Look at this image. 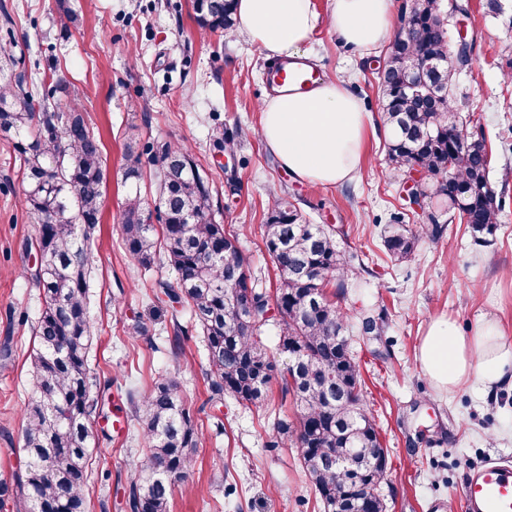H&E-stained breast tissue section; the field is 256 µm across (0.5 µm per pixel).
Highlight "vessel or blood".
<instances>
[{
  "label": "vessel or blood",
  "mask_w": 512,
  "mask_h": 512,
  "mask_svg": "<svg viewBox=\"0 0 512 512\" xmlns=\"http://www.w3.org/2000/svg\"><path fill=\"white\" fill-rule=\"evenodd\" d=\"M324 72L312 64L271 62L266 70L269 87L286 90L314 88ZM464 512H512V464L489 459L469 471L462 488Z\"/></svg>",
  "instance_id": "b4317fda"
}]
</instances>
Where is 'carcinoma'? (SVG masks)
<instances>
[{
    "label": "carcinoma",
    "instance_id": "carcinoma-1",
    "mask_svg": "<svg viewBox=\"0 0 512 512\" xmlns=\"http://www.w3.org/2000/svg\"><path fill=\"white\" fill-rule=\"evenodd\" d=\"M198 25L211 33L236 28L234 0H194ZM448 56L444 0H406L385 68L378 75L384 120L390 130L388 159L398 170L418 172L426 223L393 216L383 237L397 261L413 255L426 236L436 242L452 219L466 220L476 244L490 243L500 224L502 200L489 182L492 156L481 131L451 105L448 96L417 101L403 91L407 77L433 65L429 79L443 92L456 81ZM245 133L237 128L214 140L236 156ZM0 138L13 144L22 171V201L35 226L36 287L42 295L34 327L31 399L24 410V474L15 478L24 512H88L85 488L100 416L88 355L93 324L88 309L91 236L102 217L107 181L102 142L78 105L14 72L0 46ZM123 181L128 187L119 215L123 246L144 270L166 266L175 282L156 287L172 303L184 302L204 343L212 397L249 408L262 406L280 380L281 401L293 418H279L266 447L297 450L323 512L355 498L361 512H387L380 493L387 454L368 409L364 381L351 348L336 344L346 329L340 296L356 275L328 224H311L291 202L274 201L264 224L265 250L277 271L274 291L258 287L239 232L216 220L207 173L185 146L129 138ZM156 197H142L144 168ZM275 310L273 344L263 336ZM386 313L363 317L367 336L384 333ZM140 422L146 448L134 467L128 505L132 512H170L175 490L188 477L202 432L182 385L162 375L142 397ZM352 457L355 469L330 459Z\"/></svg>",
    "mask_w": 512,
    "mask_h": 512
}]
</instances>
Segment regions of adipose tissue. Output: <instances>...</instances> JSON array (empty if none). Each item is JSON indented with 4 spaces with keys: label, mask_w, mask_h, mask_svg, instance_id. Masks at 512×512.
<instances>
[{
    "label": "adipose tissue",
    "mask_w": 512,
    "mask_h": 512,
    "mask_svg": "<svg viewBox=\"0 0 512 512\" xmlns=\"http://www.w3.org/2000/svg\"><path fill=\"white\" fill-rule=\"evenodd\" d=\"M392 0H334L332 26L347 44L373 49L391 40ZM239 30L269 59L302 55L317 26L313 0H237ZM259 134L293 176L327 186L352 180L360 170L372 125L343 81L327 80L306 93H278L260 106ZM418 361L442 391L469 382L490 389L512 382V344L495 317L486 315L476 337L458 332L455 319L434 318Z\"/></svg>",
    "instance_id": "obj_1"
}]
</instances>
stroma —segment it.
<instances>
[{
    "mask_svg": "<svg viewBox=\"0 0 512 512\" xmlns=\"http://www.w3.org/2000/svg\"><path fill=\"white\" fill-rule=\"evenodd\" d=\"M448 42L471 44L451 100L471 126L482 129L492 151L490 183L505 190L506 205L491 245H474L466 225L448 224L438 242H422L404 262L391 259L382 237L392 213L404 207L405 178L389 165L386 127L377 88L384 51L363 52L342 42L331 25L332 0H313L319 17L306 53L327 78L342 80L373 117L359 177L337 186L294 178L257 133L267 97L262 51L241 32L203 34L193 0H69V21L58 0H0L11 24L16 72L67 78L62 98L80 104L100 135L107 183L94 233L90 316L95 338L90 364L97 384H110L111 406L125 413L127 429L113 433L95 420L96 436L85 489L89 512H127L125 494L144 441L136 398L161 375L177 376L203 433L193 455V487L173 496L170 512H322L295 449H268L279 391L244 409L232 400L214 405L199 336H176L171 305L155 297L166 269L144 270L126 253L118 224L125 201V143L164 139L192 149L213 180L224 223L243 228L242 248L261 287L273 271L262 237L273 198L283 197L313 224L342 226L343 247L368 267L340 305L360 364L368 408L388 453L381 492L389 512H463L461 491L470 469L494 457H512V388L466 385L436 390L417 357L431 319L448 315L464 335L494 316L512 344V0H447ZM242 127L252 135L237 151L236 194L224 190L219 132ZM19 161L0 138V477L22 469L23 413L30 396L32 327L41 306L29 274L36 254L34 227L21 201ZM386 312V332H360V316ZM143 323L145 335L130 328ZM223 433H216L215 419Z\"/></svg>",
    "mask_w": 512,
    "mask_h": 512,
    "instance_id": "35a3bbf8",
    "label": "stroma"
}]
</instances>
